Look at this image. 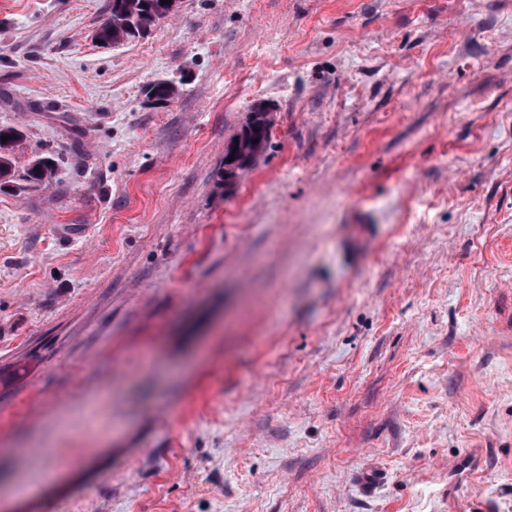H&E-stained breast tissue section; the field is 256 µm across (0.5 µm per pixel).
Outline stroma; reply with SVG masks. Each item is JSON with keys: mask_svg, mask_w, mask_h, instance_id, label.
<instances>
[{"mask_svg": "<svg viewBox=\"0 0 512 512\" xmlns=\"http://www.w3.org/2000/svg\"><path fill=\"white\" fill-rule=\"evenodd\" d=\"M111 3L0 0V512H512V0ZM161 0H112L109 17L99 27L98 38L112 45L138 40L157 24ZM267 114L263 108L256 107L246 125L224 149V165L234 164L237 170L232 177H223L225 185L234 184L241 172L249 170L266 146L271 126ZM230 158H233L232 162H228ZM20 135V130L15 127L0 128V186L12 181L13 163L11 147ZM2 136H7L6 142H2ZM57 165L49 156L34 159L27 170V180L33 183L43 184L51 181L56 174Z\"/></svg>", "mask_w": 512, "mask_h": 512, "instance_id": "obj_1", "label": "stroma"}]
</instances>
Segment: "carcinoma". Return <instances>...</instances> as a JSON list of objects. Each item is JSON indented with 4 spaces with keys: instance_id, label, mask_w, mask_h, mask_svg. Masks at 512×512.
Segmentation results:
<instances>
[{
    "instance_id": "obj_1",
    "label": "carcinoma",
    "mask_w": 512,
    "mask_h": 512,
    "mask_svg": "<svg viewBox=\"0 0 512 512\" xmlns=\"http://www.w3.org/2000/svg\"><path fill=\"white\" fill-rule=\"evenodd\" d=\"M165 8L161 0H112L109 17L99 27L98 38L104 42L120 45L138 40L156 25L160 11ZM156 97L172 101L179 89L170 82H157L151 89ZM271 122L267 112L257 107L240 132L224 149V159L232 160L236 173L224 179V184L230 186L239 177V173L252 167L258 154L264 149L269 139ZM21 131L15 127L0 128V186L12 181L13 163L11 147L20 137ZM57 165L49 156L34 159L27 170V180L43 184L51 181L56 174Z\"/></svg>"
}]
</instances>
